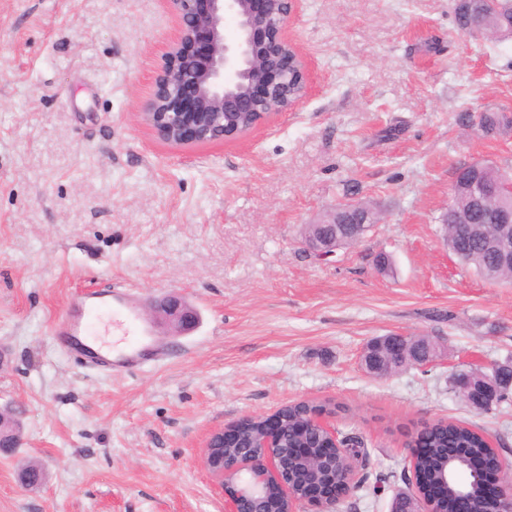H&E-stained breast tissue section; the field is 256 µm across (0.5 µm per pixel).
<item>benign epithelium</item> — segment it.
I'll return each instance as SVG.
<instances>
[{"mask_svg":"<svg viewBox=\"0 0 512 512\" xmlns=\"http://www.w3.org/2000/svg\"><path fill=\"white\" fill-rule=\"evenodd\" d=\"M176 19V30L165 52L162 69L153 79L152 91L142 112L143 120L161 141L176 145L224 142L244 130L238 121L255 118L258 125L278 112L293 109L308 90L305 61L286 33L288 19L299 0H166ZM489 247L512 261V202L502 200L496 210L495 234ZM343 245L334 236L304 240L317 257H328ZM158 309L183 328L195 322V313L176 296L163 300ZM483 391L462 396L472 408L489 407ZM259 421L262 436L256 446L242 448L240 423L211 434L203 465L225 489L224 512H268L264 486L276 481L287 502L284 512H327L351 490L355 481L354 457L345 458L344 471L329 479L294 491L288 461L279 450L280 411L250 415ZM307 427L329 437L332 449H342L336 427L313 415ZM487 461L461 450L435 483L422 488L410 476L408 491L399 495L391 512H441L448 490H453V512H474L470 487L478 485L485 499L484 512H512V464L495 457L498 483L485 486L482 466Z\"/></svg>","mask_w":512,"mask_h":512,"instance_id":"benign-epithelium-1","label":"benign epithelium"}]
</instances>
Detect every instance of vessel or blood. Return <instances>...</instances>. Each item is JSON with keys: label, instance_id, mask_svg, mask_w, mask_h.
Returning a JSON list of instances; mask_svg holds the SVG:
<instances>
[{"label": "vessel or blood", "instance_id": "1", "mask_svg": "<svg viewBox=\"0 0 512 512\" xmlns=\"http://www.w3.org/2000/svg\"><path fill=\"white\" fill-rule=\"evenodd\" d=\"M78 308V313L60 319L56 333L84 362L116 375L165 358L166 353L155 340L152 324L141 314L139 298L133 291H91L85 293ZM104 313L111 316L112 330L119 335V342L101 343L90 334V326Z\"/></svg>", "mask_w": 512, "mask_h": 512}]
</instances>
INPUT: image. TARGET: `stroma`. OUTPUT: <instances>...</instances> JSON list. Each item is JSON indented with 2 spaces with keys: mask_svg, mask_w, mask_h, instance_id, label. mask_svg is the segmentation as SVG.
<instances>
[{
  "mask_svg": "<svg viewBox=\"0 0 512 512\" xmlns=\"http://www.w3.org/2000/svg\"><path fill=\"white\" fill-rule=\"evenodd\" d=\"M175 27L165 0H0V412L19 411L23 436L0 453V512H224L210 435L297 401L331 403L361 443L334 512H390L410 433L439 419L512 461V404L481 412L449 385L512 356V286L460 263L441 224L457 167L512 165V129L475 122L512 118V41L464 34L452 0H301L287 28L311 72L299 106L180 147L140 118ZM351 198L378 224L311 256L306 224ZM118 286L169 355L109 375L55 326L87 289ZM173 292L198 313L191 330L153 308ZM393 334L448 354L367 373L366 343ZM30 460L36 489L18 480Z\"/></svg>",
  "mask_w": 512,
  "mask_h": 512,
  "instance_id": "35a3bbf8",
  "label": "stroma"
}]
</instances>
